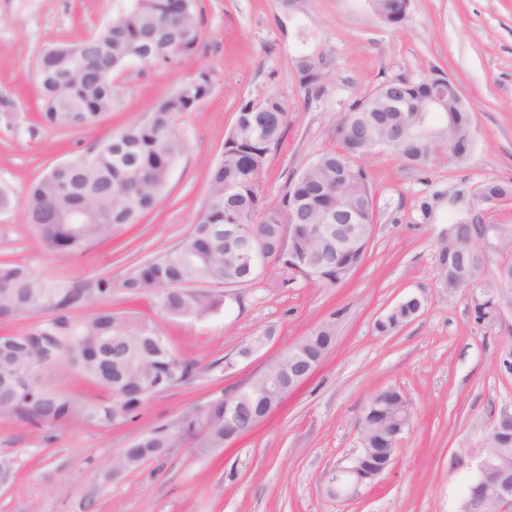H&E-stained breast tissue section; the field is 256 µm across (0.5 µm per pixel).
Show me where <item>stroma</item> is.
Segmentation results:
<instances>
[{
    "instance_id": "stroma-1",
    "label": "stroma",
    "mask_w": 512,
    "mask_h": 512,
    "mask_svg": "<svg viewBox=\"0 0 512 512\" xmlns=\"http://www.w3.org/2000/svg\"><path fill=\"white\" fill-rule=\"evenodd\" d=\"M202 33L194 52L171 64L131 61L117 80L120 102L97 124L51 129L35 66L52 45L102 30L122 0H0V262L26 265L50 280L121 279L192 228L208 192L207 171L224 151L242 103L268 95L288 104V124L260 176L276 205L288 181L332 148L341 112L380 83L405 74L445 73L469 109L472 146L465 160L420 168L389 152L365 165L375 226L361 266L341 285L322 286L271 265L251 283L228 289L204 319L163 316L154 296L114 292L112 311L156 322L202 370L191 386L148 399L131 422H81L39 429L0 419V457L14 463L0 487V512H460L476 475L484 436L512 409V312L479 322L473 293L438 286V241L447 209L422 223L417 207L433 193L473 194L512 180V0H411L398 27L370 0H195ZM208 73L211 95L178 118L186 150L166 194L111 243L61 259L43 250L19 201L55 164L96 148L141 120L159 98ZM420 315L393 334L378 319L407 297ZM335 320L336 337L311 379L272 417L227 449L199 453L193 441L168 457L112 475L107 460L153 429L235 390L301 336ZM276 334L259 353L237 350L266 328ZM386 388L407 399L411 421L388 470L357 498L326 491V473L360 447L358 422Z\"/></svg>"
}]
</instances>
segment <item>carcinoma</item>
Masks as SVG:
<instances>
[{"label": "carcinoma", "mask_w": 512, "mask_h": 512, "mask_svg": "<svg viewBox=\"0 0 512 512\" xmlns=\"http://www.w3.org/2000/svg\"><path fill=\"white\" fill-rule=\"evenodd\" d=\"M377 14L398 27L407 16L403 0H372ZM201 34V17L190 0H141L138 10L124 22L112 26L100 41L76 42L87 48L75 60L54 57L37 68L42 90V123L50 128L77 129L93 123L112 110L120 98L118 86L107 85L101 74L116 70L145 41L171 44L176 56L189 54ZM406 83V93L441 94L448 103V77L413 79L397 75ZM387 80L357 98L344 120L332 129L336 147L320 154L291 178L279 203L270 206L260 191V175L271 151L278 146L288 123V107L282 97L265 98V110L251 111L242 105L236 116L241 125L267 128L269 145L248 142L229 144L220 161L207 172L209 191L191 231L152 260L133 267L116 281L110 277L90 280H48L21 264H0V319L18 316L37 319L29 330L15 336H0V418L32 425L60 426L81 421L96 426L119 425L138 414L146 399L194 383L199 363L169 344L156 323L115 314L108 308L83 321L77 310L103 303L119 289L125 294L154 293L161 312L170 317L203 318L218 305V290L236 281H252L260 273L247 268L224 247V225L239 224L261 242L274 245L276 224L264 221L267 212H286L303 206L306 222L319 224L325 214L343 211L351 215L358 236L354 251L342 265L357 268L363 262L374 228V194L363 161L379 151L399 157H416L435 147L451 148L467 156L471 145V121L466 112L455 113L456 127L429 143L404 137L391 123V113L380 111L388 103ZM193 88L186 98H163L152 105L147 117L103 141L88 154L86 166L51 168L31 183L22 203L25 222L36 230L41 248L57 257H73L112 239V231L135 224L152 211L165 191L170 170L183 150L176 130V117L193 110L212 90L201 75L188 82ZM234 183L239 193L228 197L225 186ZM512 200V181L485 184L481 199ZM81 213L84 222L71 223L69 214ZM481 235V225L468 213L449 215L448 241L440 243L438 266L440 287L458 289L448 271L463 258L460 250L472 247ZM293 250L297 259L313 255L326 267H336L334 246L315 240L298 227ZM183 281L203 285L189 291L177 287ZM51 313L53 317L41 319ZM335 331L324 327L301 337L278 362L291 369L302 365L296 354L319 351L332 343ZM55 356L107 392L100 402H86L52 386ZM395 389L385 390V402L369 414L367 431L375 451H380L389 433L406 429L411 412ZM260 407L251 403L238 417L236 428L243 435L259 424ZM209 431L213 448L224 447V396L213 398L206 410L183 414L177 435L166 430L143 434L108 461L114 473L131 472L146 462L169 454L185 439L199 441Z\"/></svg>", "instance_id": "obj_1"}]
</instances>
